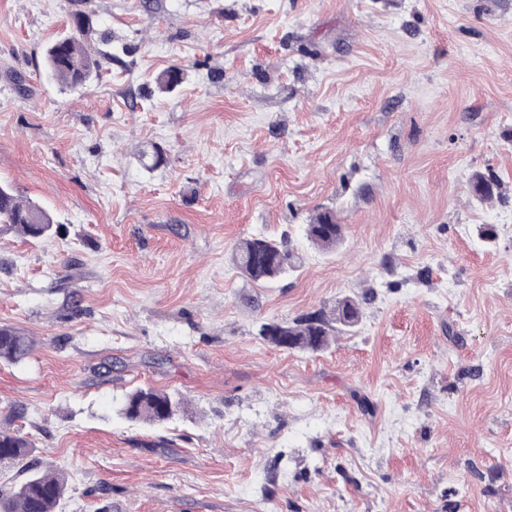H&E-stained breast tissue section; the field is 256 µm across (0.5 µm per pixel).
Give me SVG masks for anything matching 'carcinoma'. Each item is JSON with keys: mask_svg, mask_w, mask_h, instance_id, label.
<instances>
[{"mask_svg": "<svg viewBox=\"0 0 512 512\" xmlns=\"http://www.w3.org/2000/svg\"><path fill=\"white\" fill-rule=\"evenodd\" d=\"M73 33L55 40L47 49L46 62L54 78L71 89L84 86L101 64L87 47L86 37L92 31L89 18L83 13L71 14ZM183 75L172 78V70L160 73L156 88L170 92L181 84ZM499 188L496 177L489 173H475L471 178L473 197L485 202L494 197ZM0 224H10L26 236L38 238L52 229V216L39 205L21 200L7 184L0 183ZM345 225L336 220L331 211L313 217L306 227V237L324 251L336 249L344 241ZM293 249L285 238L280 240L251 236L238 242L232 252V263L239 272L253 282H267L282 277L293 267ZM365 298L344 297L336 301L330 313L301 317L291 323L276 325L287 336L280 345L285 350L319 352L331 340L334 325L346 328L356 326L362 317ZM31 349V340L9 326H0V360L18 362ZM181 401L164 391L139 389L130 393L123 414L132 420L164 422L169 420ZM28 441L17 433L0 431V464H11L27 457ZM67 486L65 474L52 470L31 469L27 477L16 484L0 486V512H56Z\"/></svg>", "mask_w": 512, "mask_h": 512, "instance_id": "carcinoma-1", "label": "carcinoma"}]
</instances>
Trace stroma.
Returning a JSON list of instances; mask_svg holds the SVG:
<instances>
[{
	"label": "stroma",
	"mask_w": 512,
	"mask_h": 512,
	"mask_svg": "<svg viewBox=\"0 0 512 512\" xmlns=\"http://www.w3.org/2000/svg\"><path fill=\"white\" fill-rule=\"evenodd\" d=\"M75 11L102 61L70 90ZM0 182L57 223L0 224L34 342L0 428L67 473L58 512H512V0H0ZM251 235L298 268L245 281ZM363 293L324 351L258 332ZM148 388L182 408L126 419ZM73 33L55 40L47 49L46 62L54 78L71 89L83 87L100 69L101 64L87 47L86 37L92 31L89 18L72 13ZM498 188L499 182L493 174L475 173L472 175L471 192L476 200L485 202L492 199ZM344 224H339L331 211L319 212L306 227V237L324 251L335 250L344 241Z\"/></svg>",
	"instance_id": "1"
}]
</instances>
